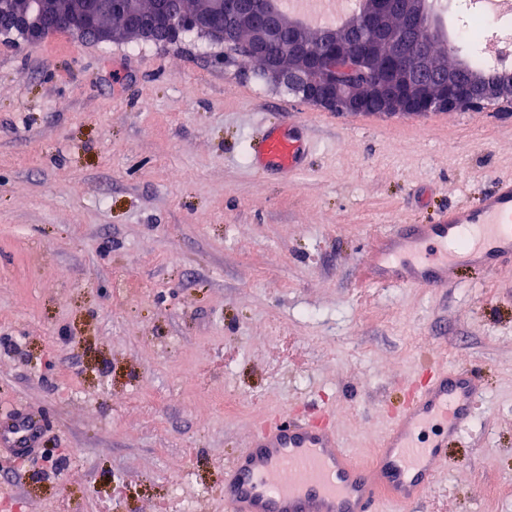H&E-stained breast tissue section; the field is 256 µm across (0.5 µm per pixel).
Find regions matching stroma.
I'll use <instances>...</instances> for the list:
<instances>
[{"label": "stroma", "mask_w": 512, "mask_h": 512, "mask_svg": "<svg viewBox=\"0 0 512 512\" xmlns=\"http://www.w3.org/2000/svg\"><path fill=\"white\" fill-rule=\"evenodd\" d=\"M288 129L302 171L260 173ZM508 177L500 106L327 112L193 32L0 36V412L44 425L25 461L0 448V512H224L263 415L332 412L359 456L435 363L478 371L474 428L384 512H512V265L360 283L371 237ZM307 142L295 134L271 132L253 148V159L262 171L290 175L302 166Z\"/></svg>", "instance_id": "1"}]
</instances>
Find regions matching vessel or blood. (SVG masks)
Here are the masks:
<instances>
[{"instance_id":"1","label":"vessel or blood","mask_w":512,"mask_h":512,"mask_svg":"<svg viewBox=\"0 0 512 512\" xmlns=\"http://www.w3.org/2000/svg\"><path fill=\"white\" fill-rule=\"evenodd\" d=\"M307 151L301 137L271 132L253 149L261 170L289 175ZM512 260V178L497 180L479 203L449 208L429 224H403L371 242L362 274L372 285L443 287L464 266L492 274ZM484 388L473 369L435 368L365 458L344 448L336 426L280 416L255 430L224 466V512H383L386 503L426 497L447 464L449 443L475 422ZM37 420H0V446L29 455Z\"/></svg>"}]
</instances>
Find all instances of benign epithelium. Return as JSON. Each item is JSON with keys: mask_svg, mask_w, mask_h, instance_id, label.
Masks as SVG:
<instances>
[{"mask_svg": "<svg viewBox=\"0 0 512 512\" xmlns=\"http://www.w3.org/2000/svg\"><path fill=\"white\" fill-rule=\"evenodd\" d=\"M171 0H154L144 13L132 12L128 0H80L64 21L57 18L53 0H0V34L14 33L30 44L60 31L98 43L138 40L172 44L186 31H195L224 47L226 56L249 54L257 44L279 40L281 22L269 0H212L204 12L187 13L170 7ZM401 8L417 23L433 19L435 0H401ZM127 12L125 26L111 27L106 20ZM233 17L248 32V39L232 40L224 32V16ZM387 0H362L361 8L346 17L345 30L328 29L322 35L319 60L301 47L288 58L271 57L260 69L269 84L288 90L304 102L328 112L361 113L363 96L380 101L381 115L418 116L438 112H477L486 104L512 106V74L474 72L462 65L431 67L418 55L398 78V57H385L379 43L387 34ZM370 33L361 50L353 38Z\"/></svg>", "mask_w": 512, "mask_h": 512, "instance_id": "1", "label": "benign epithelium"}]
</instances>
